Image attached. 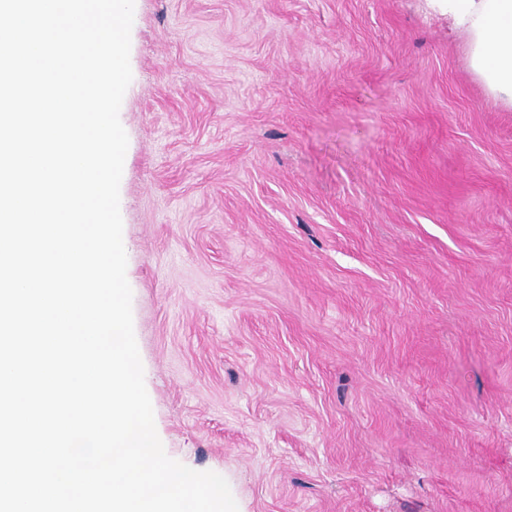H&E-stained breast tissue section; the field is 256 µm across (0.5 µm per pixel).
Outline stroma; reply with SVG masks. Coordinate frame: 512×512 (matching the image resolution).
Segmentation results:
<instances>
[{
    "label": "stroma",
    "instance_id": "stroma-1",
    "mask_svg": "<svg viewBox=\"0 0 512 512\" xmlns=\"http://www.w3.org/2000/svg\"><path fill=\"white\" fill-rule=\"evenodd\" d=\"M134 333L238 512H512V109L427 0H135Z\"/></svg>",
    "mask_w": 512,
    "mask_h": 512
}]
</instances>
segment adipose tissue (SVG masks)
<instances>
[{
  "label": "adipose tissue",
  "mask_w": 512,
  "mask_h": 512,
  "mask_svg": "<svg viewBox=\"0 0 512 512\" xmlns=\"http://www.w3.org/2000/svg\"><path fill=\"white\" fill-rule=\"evenodd\" d=\"M465 35L473 72L490 95L512 108V0H439Z\"/></svg>",
  "instance_id": "ef3b65f1"
}]
</instances>
